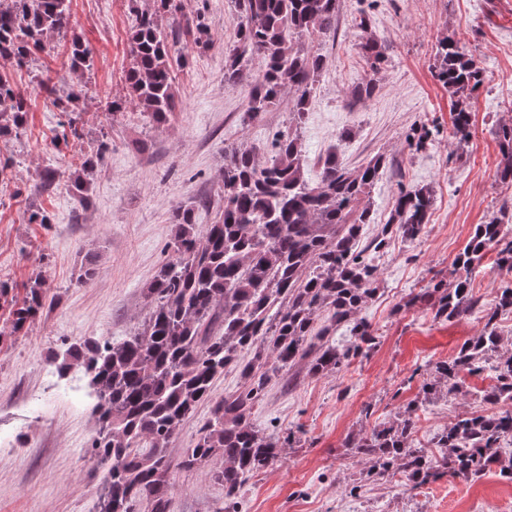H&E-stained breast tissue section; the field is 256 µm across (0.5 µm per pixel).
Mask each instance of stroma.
I'll return each instance as SVG.
<instances>
[{"label":"stroma","mask_w":512,"mask_h":512,"mask_svg":"<svg viewBox=\"0 0 512 512\" xmlns=\"http://www.w3.org/2000/svg\"><path fill=\"white\" fill-rule=\"evenodd\" d=\"M182 3V16L165 19V26L202 16L214 43L202 48L184 36L173 49L178 107L166 125L133 106L114 115L105 107L107 99L126 94L129 0H71V27L93 57L91 72L72 73L63 42L54 39L32 67L12 75L30 92L31 106L25 132L0 139V153L16 160L9 179L0 180V283L21 297L30 278L42 277L54 304L0 342V512H95L102 477L89 448L95 397L81 370L58 373L54 353L78 340L132 335L152 309L145 289L171 256V209L197 196L218 197L225 147L252 149L264 159L274 135L287 129L303 144L312 182L320 158L334 149L352 167L378 154L393 157L370 193L374 221L365 225L364 237L376 236L388 220L399 184L431 187L434 205L419 239H394L375 258L377 292L360 313L376 332L375 347L325 376L300 365L282 371L255 405V426L273 435L294 430L300 441L243 485L239 512H512V482L497 471L475 482L445 477L396 492L368 479L365 463L345 446L362 420H392L420 395L429 365L450 359L483 327L477 314L434 319L412 298L431 279L450 276L476 225L512 203V187L498 178L501 154L493 135L512 113V0H340L337 35L321 44L328 67L295 127L284 100L261 120L244 121L247 88L224 81L223 42L238 21L231 0ZM363 15L370 35L387 44V60L374 96L350 108L346 95L369 75L358 48L356 23ZM452 31L484 77L471 104L474 134L461 151L448 137L452 101L432 74L436 45ZM43 71L84 92L85 137L62 155L55 147L60 116L34 90V76ZM420 125L438 126L440 134L415 151L405 135ZM102 129L112 147L82 202L69 186L70 164ZM50 158L59 175L36 203L52 221L31 224L27 197ZM88 256L97 274L84 284L78 275ZM464 381L465 394L422 410L416 443L433 446L457 416L494 412L482 399L492 383L488 374ZM223 466L217 457L206 467L177 472L171 512H224V488L213 479ZM356 480L359 495H347Z\"/></svg>","instance_id":"stroma-1"}]
</instances>
